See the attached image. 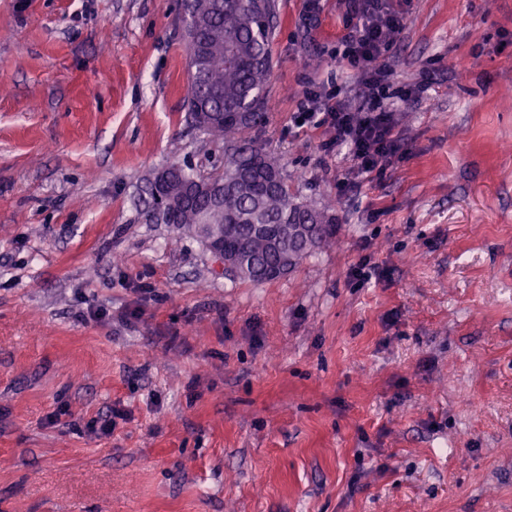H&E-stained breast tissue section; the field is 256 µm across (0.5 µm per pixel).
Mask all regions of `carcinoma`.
Instances as JSON below:
<instances>
[{
    "label": "carcinoma",
    "instance_id": "carcinoma-1",
    "mask_svg": "<svg viewBox=\"0 0 512 512\" xmlns=\"http://www.w3.org/2000/svg\"><path fill=\"white\" fill-rule=\"evenodd\" d=\"M181 22L186 112L196 129L224 147V164L204 179L190 165L169 163V182L148 186L151 221L174 224L203 244L224 239L231 274L270 281L274 271L293 270L336 233L325 211L291 193L260 142L276 0H182Z\"/></svg>",
    "mask_w": 512,
    "mask_h": 512
}]
</instances>
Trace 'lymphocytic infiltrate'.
<instances>
[{"instance_id":"1","label":"lymphocytic infiltrate","mask_w":512,"mask_h":512,"mask_svg":"<svg viewBox=\"0 0 512 512\" xmlns=\"http://www.w3.org/2000/svg\"><path fill=\"white\" fill-rule=\"evenodd\" d=\"M343 2L350 24L338 55L367 85V99L355 108L336 96L309 92L295 121L322 130L324 154L348 148L359 173L372 178L382 174L400 149L391 104L394 72L385 54L403 26L404 15L400 0Z\"/></svg>"}]
</instances>
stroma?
<instances>
[{
    "instance_id": "obj_1",
    "label": "stroma",
    "mask_w": 512,
    "mask_h": 512,
    "mask_svg": "<svg viewBox=\"0 0 512 512\" xmlns=\"http://www.w3.org/2000/svg\"><path fill=\"white\" fill-rule=\"evenodd\" d=\"M277 5L261 141L336 236L255 284L148 219L221 152L181 0H0V512H512V0H406L402 148L344 193L293 114L366 97L345 8Z\"/></svg>"
}]
</instances>
